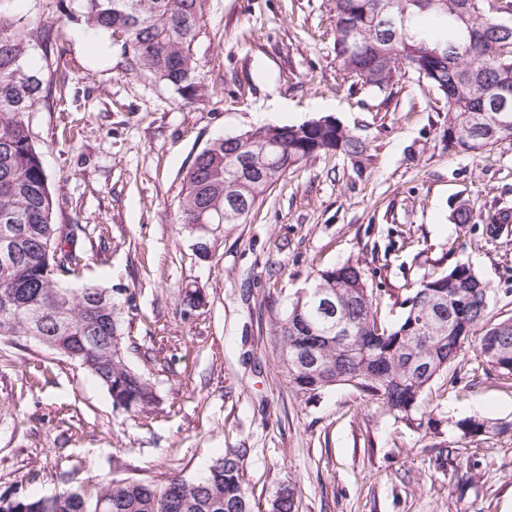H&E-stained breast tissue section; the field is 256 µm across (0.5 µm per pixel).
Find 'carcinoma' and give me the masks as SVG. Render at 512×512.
Listing matches in <instances>:
<instances>
[{
  "label": "carcinoma",
  "mask_w": 512,
  "mask_h": 512,
  "mask_svg": "<svg viewBox=\"0 0 512 512\" xmlns=\"http://www.w3.org/2000/svg\"><path fill=\"white\" fill-rule=\"evenodd\" d=\"M0 0V339L45 344L62 355L83 354L87 370L125 412L154 406L157 394L127 363L125 312L109 289L67 287L79 266V226L53 221L54 200L27 117L45 97L42 73L28 65L31 46L54 50V27L33 26ZM487 0H333L336 58L343 71L382 93L407 68L444 98L448 148L469 152L460 134L473 130L484 147L512 138V111L495 112L499 88L512 90V27L488 15ZM67 17L122 37L133 69L148 72L187 98L203 89L193 46L206 0H69ZM405 25H387V13ZM339 151L359 165L368 145L330 117L300 125L261 126L214 141L183 177L176 223L190 231L207 224H242L259 198L289 168L310 156ZM310 288L336 291V316L297 295L280 325L286 365L296 386L318 393L351 384L390 413L409 418L432 381L465 344L489 369L512 377V324L488 318L490 288L468 265L421 280L390 325L377 321L373 290L349 263L317 271ZM357 337L341 338L338 324ZM319 373L299 374L310 353ZM466 436L495 434L489 420L456 421ZM245 448L228 450L198 477L175 476L162 490L133 479L78 482L53 496L1 494L0 512H258L243 486ZM295 488L276 492L269 512H296Z\"/></svg>",
  "instance_id": "1"
}]
</instances>
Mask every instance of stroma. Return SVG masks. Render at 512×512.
Here are the masks:
<instances>
[{"label":"stroma","instance_id":"obj_1","mask_svg":"<svg viewBox=\"0 0 512 512\" xmlns=\"http://www.w3.org/2000/svg\"><path fill=\"white\" fill-rule=\"evenodd\" d=\"M331 0H208L194 46L207 89L192 100L133 70L116 38L67 21L61 0H11L53 23L59 69L29 117L54 221L85 229L67 285L129 301L130 365L158 403L129 414L79 363L0 340V494L51 495L73 482L163 488L245 449L252 501L296 489L297 512H512V379L475 345L439 375L409 419L351 385L316 395L288 375L278 327L321 269L359 266L377 318L394 322L423 278L469 265L493 319L512 317V139L449 150L444 100L412 70L377 94L341 70ZM323 116L365 140L371 159L321 152L273 184L241 224L209 227V255L180 229L183 175L221 137ZM473 212L468 224L453 213ZM197 305L185 309L186 294ZM506 424L463 437L457 420ZM448 446L446 465L436 460Z\"/></svg>","mask_w":512,"mask_h":512}]
</instances>
